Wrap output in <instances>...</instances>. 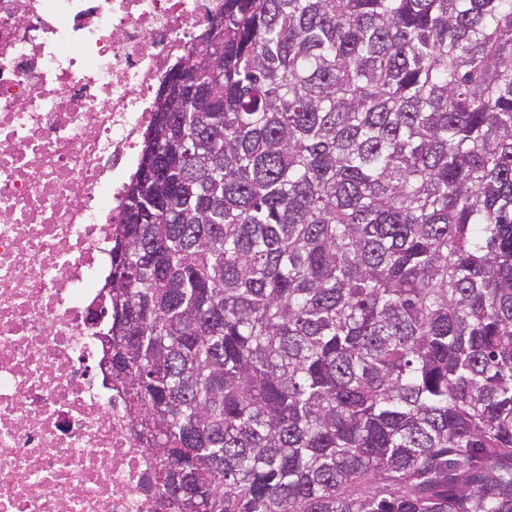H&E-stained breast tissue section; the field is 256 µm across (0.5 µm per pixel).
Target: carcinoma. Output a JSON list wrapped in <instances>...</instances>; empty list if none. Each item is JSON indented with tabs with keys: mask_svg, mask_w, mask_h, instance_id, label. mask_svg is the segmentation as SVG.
<instances>
[{
	"mask_svg": "<svg viewBox=\"0 0 512 512\" xmlns=\"http://www.w3.org/2000/svg\"><path fill=\"white\" fill-rule=\"evenodd\" d=\"M112 233L163 512H512V0H222Z\"/></svg>",
	"mask_w": 512,
	"mask_h": 512,
	"instance_id": "1",
	"label": "carcinoma"
}]
</instances>
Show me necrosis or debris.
Here are the masks:
<instances>
[{
    "mask_svg": "<svg viewBox=\"0 0 512 512\" xmlns=\"http://www.w3.org/2000/svg\"><path fill=\"white\" fill-rule=\"evenodd\" d=\"M221 4L0 0V512H153L86 312L155 87Z\"/></svg>",
    "mask_w": 512,
    "mask_h": 512,
    "instance_id": "4bbe7bcc",
    "label": "necrosis or debris"
}]
</instances>
